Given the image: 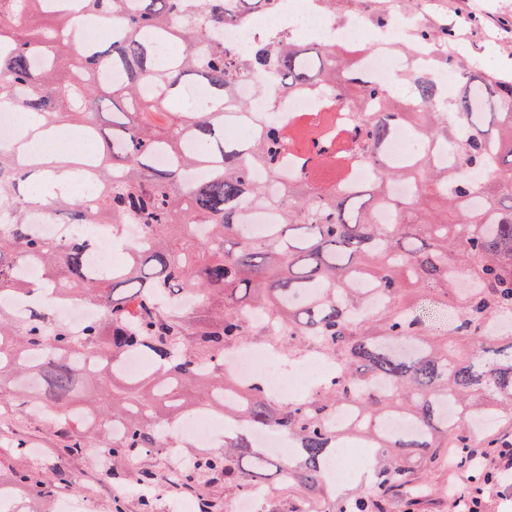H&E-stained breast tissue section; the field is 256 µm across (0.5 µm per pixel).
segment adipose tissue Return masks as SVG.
I'll list each match as a JSON object with an SVG mask.
<instances>
[{
	"instance_id": "obj_1",
	"label": "adipose tissue",
	"mask_w": 512,
	"mask_h": 512,
	"mask_svg": "<svg viewBox=\"0 0 512 512\" xmlns=\"http://www.w3.org/2000/svg\"><path fill=\"white\" fill-rule=\"evenodd\" d=\"M29 152L34 154H48L65 164L61 174L55 178L42 175L30 176L26 181L28 192L36 197H45L59 191L69 190L72 185L71 176L74 172L69 162L74 157L92 152V144L85 140L79 130L57 129L49 135L34 137L27 144Z\"/></svg>"
}]
</instances>
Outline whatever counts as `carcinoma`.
<instances>
[{"mask_svg": "<svg viewBox=\"0 0 512 512\" xmlns=\"http://www.w3.org/2000/svg\"><path fill=\"white\" fill-rule=\"evenodd\" d=\"M57 24L45 33L16 23L41 0H0V108L36 110L42 129L76 122L94 152L88 173L92 201L58 193L36 199L23 182L54 165L27 153L24 142L0 145V405L17 401L52 409L68 429L81 414L123 424L119 436L102 425L78 427L72 454L95 434L112 463L132 461L146 448H176L168 422L197 411L223 414L231 422L224 445L196 458L182 482L224 478L241 490L279 485L299 490L315 512H386L387 500L407 487L414 469L437 461L440 449L456 455L474 442L464 432L474 402L485 416L512 427V330L500 316L512 313V75L490 73L466 61L447 59L459 96L448 117L432 109L441 89L426 74L407 81L408 101L387 96L365 80L334 46H301L286 35L262 41L249 53L224 44V25L265 13L274 0H61ZM91 21L110 31L108 47L79 45L75 25ZM448 40V30L416 29V43ZM182 52L162 58V46ZM273 69L281 83L269 89L318 88L334 104L355 112L350 139L337 147L303 125L294 140L304 158L294 175L280 180L288 135L263 127L244 144L228 137L224 114L248 113L233 94L244 71ZM112 84V134L103 128L97 91L108 71ZM202 85L208 96L186 99ZM184 100L182 112L158 110ZM409 126L418 147L403 166L393 165L386 144ZM350 155L367 159L370 181L343 184L336 163ZM267 170L259 185L253 169ZM488 170L483 182L466 174ZM407 181L413 191L394 198L390 188ZM254 205L274 216L258 239L244 230L241 209ZM45 210L76 227L65 247L27 232V213ZM386 209L396 221L378 224ZM138 224L152 246L135 252L121 271L95 268L91 237L79 226ZM29 260L44 277L33 285L15 279L16 264ZM415 285L431 305L448 313L451 330L437 338L435 323L409 303ZM56 290L78 292L98 305L103 319L73 336L39 308L23 323L3 304L10 295ZM192 292L197 307L177 315L156 303L160 293ZM252 309L286 329L278 340ZM267 338L294 359L308 348L337 363V377L300 402L274 400L257 380L240 406L224 408V352ZM504 342L496 357L486 345ZM145 350L155 358L149 376L120 377L124 355ZM41 379L43 392L28 399L22 381ZM92 380L105 394L102 406L72 408L79 383ZM351 409V425L333 427L336 412ZM399 415L412 424L390 433L383 423ZM271 427L297 448L296 459H271L253 445L250 431ZM355 436L370 442L373 488L334 494L327 464ZM17 483L51 495L53 485L30 473Z\"/></svg>", "mask_w": 512, "mask_h": 512, "instance_id": "obj_1", "label": "carcinoma"}]
</instances>
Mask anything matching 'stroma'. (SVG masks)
<instances>
[{"label":"stroma","mask_w":512,"mask_h":512,"mask_svg":"<svg viewBox=\"0 0 512 512\" xmlns=\"http://www.w3.org/2000/svg\"><path fill=\"white\" fill-rule=\"evenodd\" d=\"M404 10L419 14L423 25L448 27V46L469 62L487 69L512 72V0H400ZM68 435L58 426L0 408V483H13L17 470L28 469L50 476L64 474L67 487L57 488L54 504L82 502L85 512H141L146 483L144 471L165 473L179 468V459L157 452L126 465L127 478L115 482L109 476L112 457L100 443L82 454L65 451ZM428 492L416 512H448V488L463 484L467 473L441 463L418 470ZM242 492L221 482L207 484L204 491L174 482L162 485L149 501L153 512H236Z\"/></svg>","instance_id":"stroma-1"}]
</instances>
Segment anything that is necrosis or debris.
<instances>
[{"mask_svg": "<svg viewBox=\"0 0 512 512\" xmlns=\"http://www.w3.org/2000/svg\"><path fill=\"white\" fill-rule=\"evenodd\" d=\"M280 32L297 40H312L320 44L333 43L356 50L359 72L368 78L390 85L393 74L413 75L429 73L441 86L455 85L456 76L449 72L445 60L448 50L443 45L423 44L415 52L399 49L401 39L411 37L412 25L400 13H392L388 26L368 32L366 24L357 17L339 19L326 15L314 5V0H275V6L260 18L230 24L224 28L226 44L249 49L267 35ZM273 73L249 74L236 85L238 98L247 100L254 113L256 125L236 124L238 133L250 137L260 125H277L288 129L298 121L333 110L335 122L323 130L328 138H335L339 128L352 125L354 117L345 110L333 109L327 99H318L306 92L284 93L270 100L265 87L273 81ZM96 247L92 259L111 260L112 256H128L137 251L144 233L134 224H101L95 229ZM55 321L81 333L85 326L101 316L99 306L80 300L63 299L48 292L41 298ZM337 372L334 362L319 351H309L304 359L286 363L278 352L264 344L244 345L224 355V373L233 378L236 389L228 394L229 402L244 396L255 380H264L273 398L283 402H298L309 393L300 386L302 379L311 377L323 383Z\"/></svg>", "mask_w": 512, "mask_h": 512, "instance_id": "obj_1", "label": "necrosis or debris"}]
</instances>
